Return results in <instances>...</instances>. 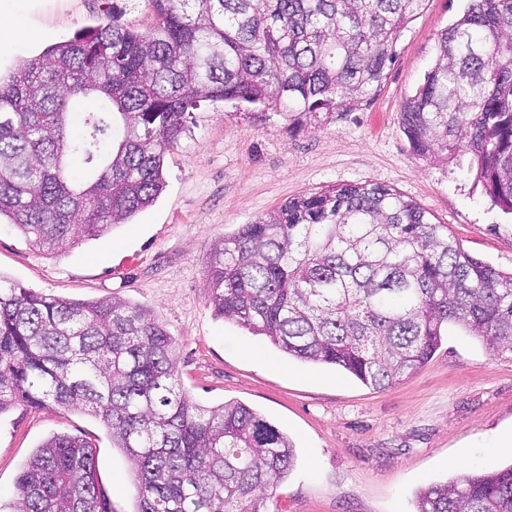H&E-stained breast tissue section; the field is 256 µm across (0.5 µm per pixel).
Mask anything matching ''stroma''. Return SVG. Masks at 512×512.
Instances as JSON below:
<instances>
[{"mask_svg": "<svg viewBox=\"0 0 512 512\" xmlns=\"http://www.w3.org/2000/svg\"><path fill=\"white\" fill-rule=\"evenodd\" d=\"M466 5L428 0L373 101L357 110L294 130L273 107L201 103L165 155L164 191L97 239L53 256L0 224L1 276L47 295L117 297L147 308L176 340L185 390L207 406L242 402L288 433L296 460L287 480L269 490V512H413L415 491L454 476L460 454L472 470L512 461L497 448L498 437L512 431V357L452 328L418 372L374 389L218 318L206 286L215 241L292 197L363 181L413 199L470 254L512 270V216L473 189L466 162L416 156L401 124L403 102L435 61L438 34ZM114 14L143 31L153 24L147 0H27L25 22L40 39L1 56L0 75ZM56 433L93 446L113 512H133L131 464L100 419L20 404L0 415V512H14L27 459Z\"/></svg>", "mask_w": 512, "mask_h": 512, "instance_id": "1", "label": "stroma"}]
</instances>
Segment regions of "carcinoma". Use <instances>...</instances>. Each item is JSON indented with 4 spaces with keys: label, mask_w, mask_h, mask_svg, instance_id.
Masks as SVG:
<instances>
[{
    "label": "carcinoma",
    "mask_w": 512,
    "mask_h": 512,
    "mask_svg": "<svg viewBox=\"0 0 512 512\" xmlns=\"http://www.w3.org/2000/svg\"><path fill=\"white\" fill-rule=\"evenodd\" d=\"M425 2L148 0L146 32L114 16L47 48L0 80V221L50 254L126 223L163 191L165 153L201 101L273 105L292 126L358 109ZM72 97L94 101L79 137ZM401 122L422 158L468 153L512 214V0H470L441 31ZM206 269L216 316L367 386L422 368L450 324L512 355V272L386 185L293 197L213 244ZM175 345L123 299L76 302L0 277V415L23 402L100 418L135 468V512H267L291 441L244 404L194 400ZM18 490L20 512H112L95 449L70 435L37 447ZM415 512H512V464L428 486Z\"/></svg>",
    "instance_id": "obj_1"
}]
</instances>
